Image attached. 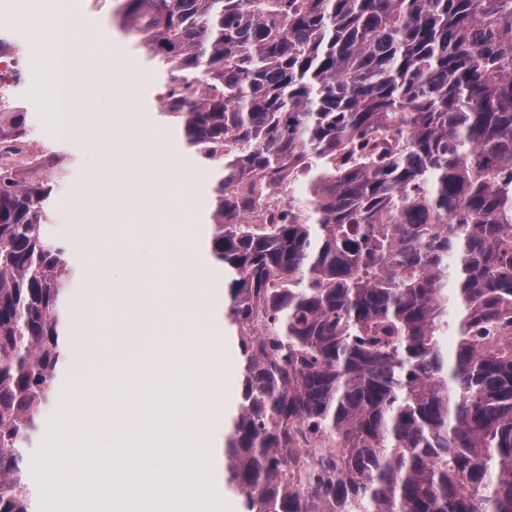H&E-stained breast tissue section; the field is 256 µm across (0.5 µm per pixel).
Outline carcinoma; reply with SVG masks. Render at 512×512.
I'll return each instance as SVG.
<instances>
[{
	"instance_id": "cac0c4a2",
	"label": "carcinoma",
	"mask_w": 512,
	"mask_h": 512,
	"mask_svg": "<svg viewBox=\"0 0 512 512\" xmlns=\"http://www.w3.org/2000/svg\"><path fill=\"white\" fill-rule=\"evenodd\" d=\"M214 175L241 512H512V0H121ZM28 113L0 103V141ZM0 169V512L66 365L58 168ZM286 183L267 223L230 224ZM232 347V359L230 363V371L224 374V377L217 379L213 382V386L219 387L224 390V401L226 404V410L231 411L237 402L240 395L241 382L239 376V356L237 349L231 343Z\"/></svg>"
}]
</instances>
